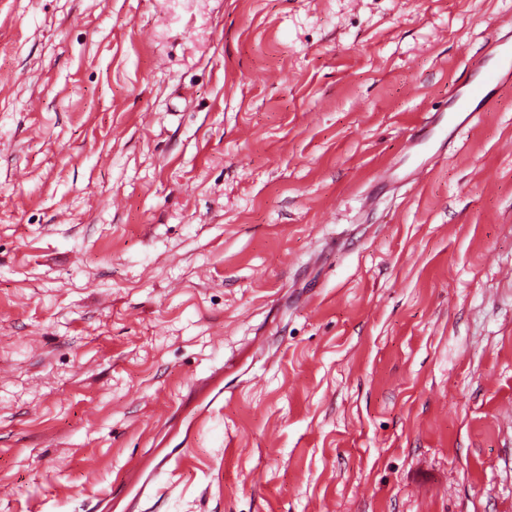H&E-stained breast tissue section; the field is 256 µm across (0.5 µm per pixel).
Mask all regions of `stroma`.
Here are the masks:
<instances>
[{"instance_id": "1", "label": "stroma", "mask_w": 512, "mask_h": 512, "mask_svg": "<svg viewBox=\"0 0 512 512\" xmlns=\"http://www.w3.org/2000/svg\"><path fill=\"white\" fill-rule=\"evenodd\" d=\"M510 23L0 0V512H512ZM476 75H478L476 77ZM512 85V25L506 34L489 44L482 56L466 63L455 74L448 88V103L454 107L448 127L440 128V148L454 144L463 129L479 119V109L490 110L496 104L495 94Z\"/></svg>"}]
</instances>
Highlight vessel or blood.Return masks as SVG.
Returning a JSON list of instances; mask_svg holds the SVG:
<instances>
[{
	"instance_id": "vessel-or-blood-1",
	"label": "vessel or blood",
	"mask_w": 512,
	"mask_h": 512,
	"mask_svg": "<svg viewBox=\"0 0 512 512\" xmlns=\"http://www.w3.org/2000/svg\"><path fill=\"white\" fill-rule=\"evenodd\" d=\"M512 85V29L490 43L476 61L465 64L455 74L448 88V103L454 112L447 128H438L436 121H429L418 132V141L428 140L439 134L442 142L455 143L463 129L479 119L481 110L491 109L495 94L504 86Z\"/></svg>"
}]
</instances>
